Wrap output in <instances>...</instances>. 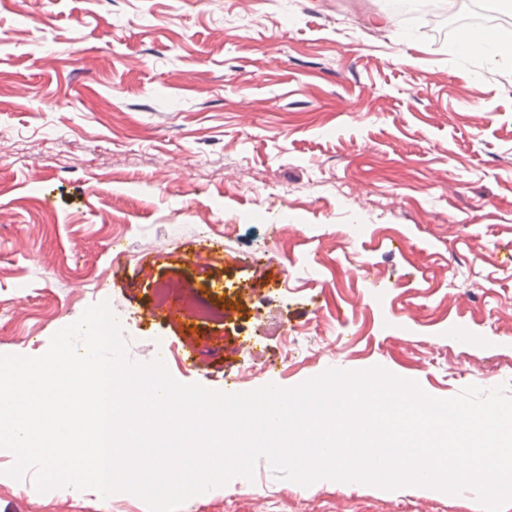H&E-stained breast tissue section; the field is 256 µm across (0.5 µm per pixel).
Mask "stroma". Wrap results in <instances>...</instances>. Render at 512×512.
Returning a JSON list of instances; mask_svg holds the SVG:
<instances>
[{"instance_id": "stroma-1", "label": "stroma", "mask_w": 512, "mask_h": 512, "mask_svg": "<svg viewBox=\"0 0 512 512\" xmlns=\"http://www.w3.org/2000/svg\"><path fill=\"white\" fill-rule=\"evenodd\" d=\"M383 0H0V355L115 302L131 361L184 385L293 388L381 367L448 399L512 386V65L467 64ZM259 178L288 189L260 198ZM344 183L349 194L336 193ZM383 202L360 237L354 199ZM288 229L275 231L280 207ZM202 230L151 249L166 224ZM202 252L205 267L190 255ZM394 287L387 303L362 278ZM212 285L203 324L166 302ZM475 344L455 342V334ZM0 512H109L7 476ZM180 512H482L477 499L277 479L259 459Z\"/></svg>"}]
</instances>
